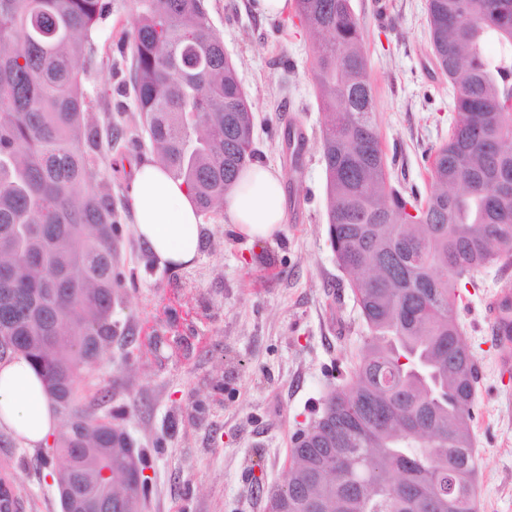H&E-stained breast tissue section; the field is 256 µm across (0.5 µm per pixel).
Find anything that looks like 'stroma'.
Returning a JSON list of instances; mask_svg holds the SVG:
<instances>
[{
	"label": "stroma",
	"instance_id": "1",
	"mask_svg": "<svg viewBox=\"0 0 512 512\" xmlns=\"http://www.w3.org/2000/svg\"><path fill=\"white\" fill-rule=\"evenodd\" d=\"M112 2L83 68L98 95L92 119L122 132L99 174L112 185L121 229L113 260L126 279L112 292V344L78 375L75 398L100 417L122 410L119 426L147 452L152 490L142 512L175 505L181 512H267L268 494L288 480L295 434L320 416L336 386L350 382L368 334L328 236L315 38L295 14L264 19L249 0H204L252 109L257 159L282 172L285 217L272 238L251 242L225 224L223 210L204 214L193 266L162 267L133 233L132 166L154 154L134 109L121 39L134 2ZM351 5L390 182L429 194L424 153L448 138L454 89L434 65L427 0ZM292 131L304 135L296 154L286 149ZM506 279L512 256L485 269L456 305L477 369L476 512H512V371L500 368L485 318L486 301ZM145 321L147 341L139 335ZM36 455L0 430V477L21 497V512H61Z\"/></svg>",
	"mask_w": 512,
	"mask_h": 512
}]
</instances>
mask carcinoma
<instances>
[{
	"mask_svg": "<svg viewBox=\"0 0 512 512\" xmlns=\"http://www.w3.org/2000/svg\"><path fill=\"white\" fill-rule=\"evenodd\" d=\"M123 41L135 105L156 159L199 211L250 163L253 114L203 0H135ZM112 0H0V359L20 356L60 417L37 458L57 485L106 512H136L150 493L142 451L75 400L74 383L112 344L119 227L99 178L100 127L79 63ZM311 34L325 116L329 236L368 336L354 381L296 434L288 481L268 512H474L471 434L477 379L455 315L463 289L512 252V0H428L433 55L456 113L425 153L432 190L392 187L362 33L351 0H295ZM501 47L484 52L486 41ZM112 450V487L88 479Z\"/></svg>",
	"mask_w": 512,
	"mask_h": 512,
	"instance_id": "obj_1",
	"label": "carcinoma"
}]
</instances>
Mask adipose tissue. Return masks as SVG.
Wrapping results in <instances>:
<instances>
[{
	"label": "adipose tissue",
	"mask_w": 512,
	"mask_h": 512,
	"mask_svg": "<svg viewBox=\"0 0 512 512\" xmlns=\"http://www.w3.org/2000/svg\"><path fill=\"white\" fill-rule=\"evenodd\" d=\"M282 174L253 162L242 170L226 196L227 222L249 240H265L284 219ZM133 231L160 264L189 266L200 253L202 226L186 185L171 179L153 161L132 172ZM0 428L12 432L25 447L43 448L58 430V419L42 385L26 361L0 362Z\"/></svg>",
	"instance_id": "ef3b65f1"
}]
</instances>
